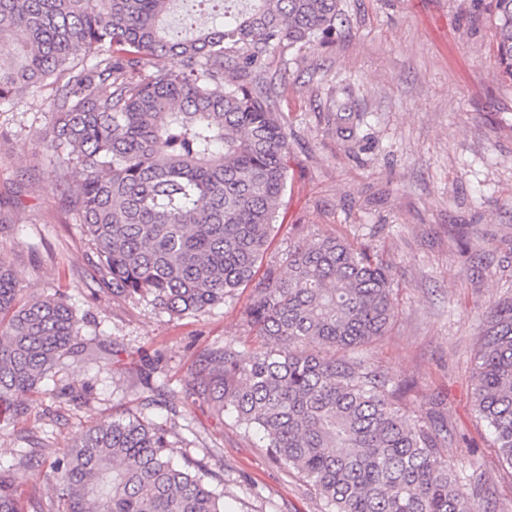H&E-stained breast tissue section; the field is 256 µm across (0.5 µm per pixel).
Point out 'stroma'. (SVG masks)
<instances>
[{
	"label": "stroma",
	"instance_id": "1",
	"mask_svg": "<svg viewBox=\"0 0 512 512\" xmlns=\"http://www.w3.org/2000/svg\"><path fill=\"white\" fill-rule=\"evenodd\" d=\"M332 40L277 54L267 76L290 118L291 160L278 230L264 261L281 268L301 241L341 234L374 247L395 271L399 314L368 357L408 385L406 411L444 415L443 446L463 484L482 477L477 512H512V470L500 468L472 410L481 315L512 298V81L492 57L490 0H341ZM53 86L0 104V257L23 296L65 292L79 342L99 358L65 357L27 420H0V466L19 434L44 439L24 477L51 490L50 463L88 417L140 406L150 386L181 391L204 348L251 341L242 320L252 291L202 317H169L112 294L95 249L69 222L40 132ZM364 121L347 128L344 114ZM86 392L78 407L64 389ZM175 460L200 461L223 479L230 512H322L313 489L277 464L258 434L210 405L192 408L173 438Z\"/></svg>",
	"mask_w": 512,
	"mask_h": 512
}]
</instances>
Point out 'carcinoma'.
<instances>
[{
	"label": "carcinoma",
	"instance_id": "cac0c4a2",
	"mask_svg": "<svg viewBox=\"0 0 512 512\" xmlns=\"http://www.w3.org/2000/svg\"><path fill=\"white\" fill-rule=\"evenodd\" d=\"M175 0H0V102L56 85L43 138L65 212L95 246L112 293L171 316H203L255 283L244 321L260 338L205 349L182 387L263 435L325 512H474L441 446L443 427L401 412L402 386L358 350L397 316L392 267L326 235L255 277L288 181L290 133L265 75L275 55L336 33L340 0H198L218 27L169 34ZM494 50L512 77V0H493ZM151 67L143 73L145 67ZM0 259V415H30L77 347L68 297L22 301ZM474 411L512 469V300L489 304L475 355ZM176 423L142 412L95 419L51 463L49 502L22 498L45 444L0 469V512H227L224 483L173 463Z\"/></svg>",
	"mask_w": 512,
	"mask_h": 512
}]
</instances>
